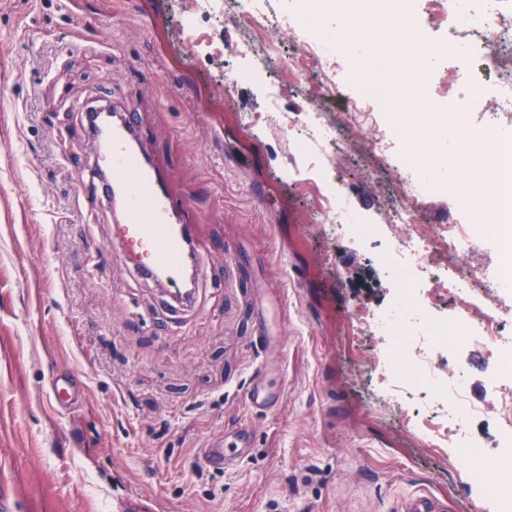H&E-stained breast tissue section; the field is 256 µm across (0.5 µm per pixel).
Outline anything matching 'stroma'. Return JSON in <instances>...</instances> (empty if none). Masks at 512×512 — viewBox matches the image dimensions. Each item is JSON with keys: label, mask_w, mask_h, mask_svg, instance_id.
I'll list each match as a JSON object with an SVG mask.
<instances>
[{"label": "stroma", "mask_w": 512, "mask_h": 512, "mask_svg": "<svg viewBox=\"0 0 512 512\" xmlns=\"http://www.w3.org/2000/svg\"><path fill=\"white\" fill-rule=\"evenodd\" d=\"M334 32L347 82L377 87L401 128L392 163L347 158L336 182L368 223L384 221L399 173H418L414 119L448 81L432 67L405 87L411 51L374 9L347 0H270ZM189 0H0V475L17 512H399L419 494L448 512H489L470 462L432 448L380 407V336L355 329V306L389 304L397 284L377 265L386 239L335 240L297 189L288 138L274 122L249 130L262 83L224 89L243 31L200 16L205 40L183 47ZM138 113L143 140L191 206L205 259L197 305L180 310L110 252L113 214L79 191L96 163L86 112ZM223 252H216V243ZM281 341L253 343L257 304ZM463 368L483 407L470 433L492 465L498 427L494 367L480 346L435 354ZM280 364L283 398L252 413L243 393L261 362ZM74 371L82 403L47 402L53 373ZM249 420L248 456L224 473L197 452Z\"/></svg>", "instance_id": "obj_1"}]
</instances>
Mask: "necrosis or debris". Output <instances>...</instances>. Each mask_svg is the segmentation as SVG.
<instances>
[{"label": "necrosis or debris", "instance_id": "1", "mask_svg": "<svg viewBox=\"0 0 512 512\" xmlns=\"http://www.w3.org/2000/svg\"><path fill=\"white\" fill-rule=\"evenodd\" d=\"M268 0H200V8L221 12L225 20L243 28L237 52L240 66L225 75V89L250 81L266 82L263 107L243 118L247 128L274 120L291 132L290 144L303 164L315 175L306 184L314 196L322 221L333 234L342 236L369 231L390 236L391 246L379 264L387 278L401 285L390 307L376 312L360 310L361 329L374 336H400L399 345L379 353L376 370L385 385L387 403L433 382L425 412L405 415L404 424L417 428L420 438L435 448H469V427L481 413L468 396L461 376L446 379L432 361L433 348L452 349L455 344L482 345L500 369L492 376L497 389L498 456L491 471H477L495 496L499 512H512V0H373L390 25L427 16L446 26L448 39L425 42L416 51L425 60L447 64L455 76L445 85L432 111L421 113L422 130L448 131L454 144L473 151L478 142L472 133L474 119L485 120L493 139L481 155L479 169L470 177L439 161L428 160L417 180L403 184L392 199L381 224L364 225L360 213L348 203L336 184L335 159L364 146L371 164L387 165L391 153L387 113L373 104L367 88L344 96L345 108L336 112L318 108L307 113L303 133L277 106L279 84L303 88L309 73H316L323 98L341 94L343 82L335 57L336 38L326 34L301 39L293 27L282 24L268 7ZM294 42L290 54H282L284 42ZM479 61L483 70L496 74L511 93L487 104L478 77L461 74V64ZM453 194L459 210L472 214L470 223L454 221L426 224L421 218L423 196L430 191ZM495 231L497 274L486 278L482 266L469 259L487 231ZM447 253V262L431 261V254ZM450 297L455 311L456 333L449 324L428 318L434 300Z\"/></svg>", "mask_w": 512, "mask_h": 512}]
</instances>
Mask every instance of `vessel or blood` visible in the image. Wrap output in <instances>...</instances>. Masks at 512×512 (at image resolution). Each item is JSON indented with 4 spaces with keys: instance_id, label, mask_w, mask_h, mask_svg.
I'll use <instances>...</instances> for the list:
<instances>
[{
    "instance_id": "obj_1",
    "label": "vessel or blood",
    "mask_w": 512,
    "mask_h": 512,
    "mask_svg": "<svg viewBox=\"0 0 512 512\" xmlns=\"http://www.w3.org/2000/svg\"><path fill=\"white\" fill-rule=\"evenodd\" d=\"M139 134L134 112H121L113 120L105 165L99 168L98 182L94 191L88 192L87 201L93 204L103 197L120 198L112 226V243L120 261L155 282L181 307L191 308L197 291L187 287L185 271L187 266H200L201 258L191 248L190 207L172 192L166 177L132 149L131 141ZM83 395L80 379L70 371L57 374L48 392L51 404L59 409L78 402ZM281 400V390L258 383L244 396L245 406L253 412L273 410ZM247 448L245 441H230L220 434L199 448L198 457L207 469L221 473L243 461Z\"/></svg>"
}]
</instances>
